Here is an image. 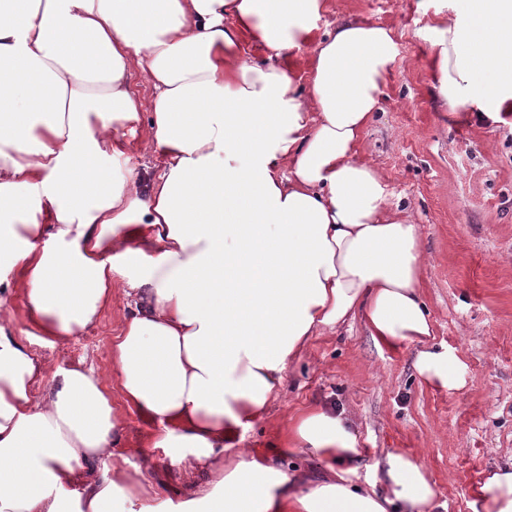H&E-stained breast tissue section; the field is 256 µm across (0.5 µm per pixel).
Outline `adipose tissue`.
<instances>
[{"label":"adipose tissue","instance_id":"ef3b65f1","mask_svg":"<svg viewBox=\"0 0 512 512\" xmlns=\"http://www.w3.org/2000/svg\"><path fill=\"white\" fill-rule=\"evenodd\" d=\"M323 0H0V301L24 289L32 335L93 325L123 283L135 302L112 341L128 409L153 447L220 479L188 512H432L424 468L394 450L354 485L347 419L299 415L283 445L325 462L317 477L258 462L236 437L263 419L290 361L317 330L358 316L388 349L418 345L430 386L464 388L457 349L434 348L417 227L393 207L358 145L398 55L361 20L314 37ZM429 67L449 109L512 112V0H456ZM276 58L244 57L243 39ZM312 47L297 86L295 57ZM149 75L150 135L163 158L146 191L112 176L114 119H136L130 61ZM0 310V512H102L130 502L94 464L121 424L98 375H47ZM475 505L512 512V469Z\"/></svg>","mask_w":512,"mask_h":512}]
</instances>
